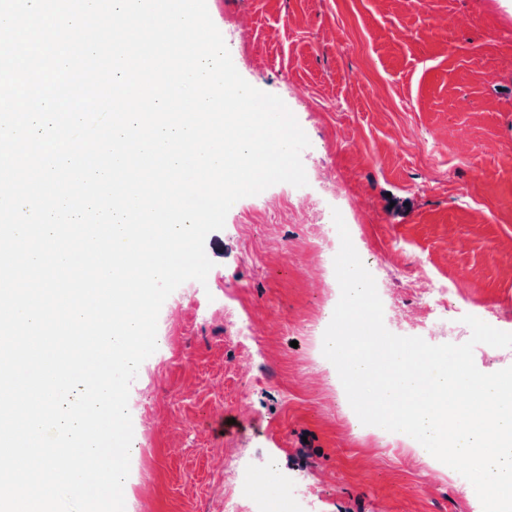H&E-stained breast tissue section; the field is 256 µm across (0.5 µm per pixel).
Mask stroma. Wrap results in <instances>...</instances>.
Segmentation results:
<instances>
[{
	"label": "stroma",
	"mask_w": 512,
	"mask_h": 512,
	"mask_svg": "<svg viewBox=\"0 0 512 512\" xmlns=\"http://www.w3.org/2000/svg\"><path fill=\"white\" fill-rule=\"evenodd\" d=\"M207 8L240 75L279 96L308 136V184L238 200L205 240L206 283L186 281L164 302L157 333L168 342L130 386L142 448L125 512H224L228 448L263 475L270 503L297 481V512H483L457 471L398 433L356 425L322 351L340 286L301 204L339 210L353 244L380 260L391 333L442 342L414 326L417 299L395 275L416 259L460 284L449 321L472 315L512 332V0ZM248 240L253 264L242 260ZM228 304L258 324L255 341L226 337Z\"/></svg>",
	"instance_id": "stroma-1"
}]
</instances>
